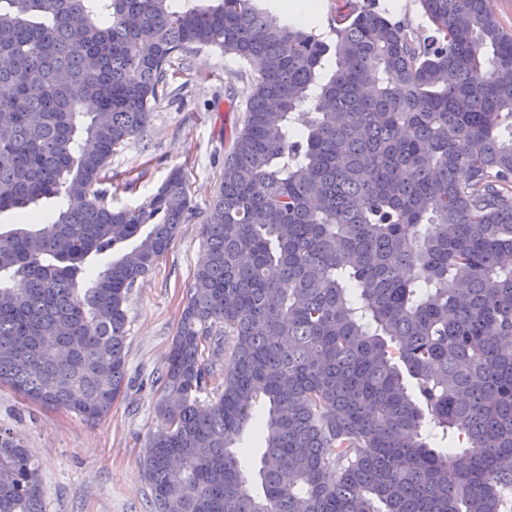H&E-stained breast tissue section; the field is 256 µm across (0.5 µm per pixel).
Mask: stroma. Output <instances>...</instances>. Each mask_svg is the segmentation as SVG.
I'll use <instances>...</instances> for the list:
<instances>
[{"mask_svg":"<svg viewBox=\"0 0 512 512\" xmlns=\"http://www.w3.org/2000/svg\"><path fill=\"white\" fill-rule=\"evenodd\" d=\"M257 75L253 63L215 48L175 56L168 72L171 96L155 106L146 132L112 157L109 203L142 204L178 167L193 205L206 210L224 173V135L242 125ZM205 256L201 224H182L159 263L132 288L126 303L127 374L100 421L39 408L0 386V427L11 429L35 455L46 512H152L141 461L160 425L156 377L177 330L185 288Z\"/></svg>","mask_w":512,"mask_h":512,"instance_id":"stroma-1","label":"stroma"}]
</instances>
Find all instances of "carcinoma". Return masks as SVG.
I'll return each mask as SVG.
<instances>
[{
  "label": "carcinoma",
  "instance_id": "obj_1",
  "mask_svg": "<svg viewBox=\"0 0 512 512\" xmlns=\"http://www.w3.org/2000/svg\"><path fill=\"white\" fill-rule=\"evenodd\" d=\"M377 2L336 0L324 37L259 0H0V385L88 421L123 386L131 289L196 215L180 168L105 204L112 154L175 54L259 67L159 376L156 512L508 509L512 32L486 0H419L422 29ZM261 399L257 495L232 446ZM44 497L0 428V512Z\"/></svg>",
  "mask_w": 512,
  "mask_h": 512
}]
</instances>
